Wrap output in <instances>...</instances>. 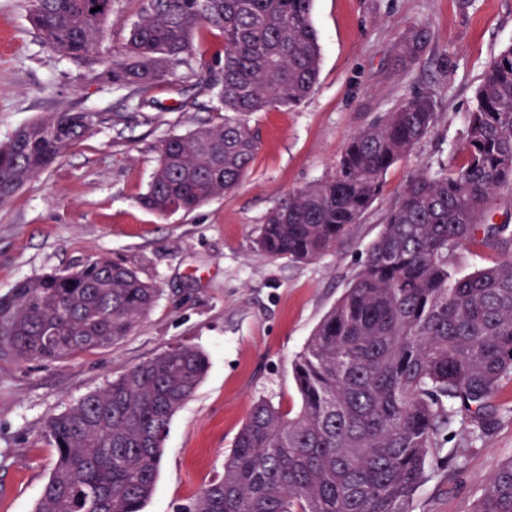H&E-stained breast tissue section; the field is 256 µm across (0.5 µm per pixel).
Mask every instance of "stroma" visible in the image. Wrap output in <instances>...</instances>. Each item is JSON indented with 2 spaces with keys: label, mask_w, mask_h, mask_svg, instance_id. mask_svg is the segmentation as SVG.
Segmentation results:
<instances>
[{
  "label": "stroma",
  "mask_w": 512,
  "mask_h": 512,
  "mask_svg": "<svg viewBox=\"0 0 512 512\" xmlns=\"http://www.w3.org/2000/svg\"><path fill=\"white\" fill-rule=\"evenodd\" d=\"M27 0H0V143L47 112L99 113L100 122L0 208V296L24 279L73 272L107 257L159 290L118 344L60 360H0V512H33L56 450L47 420L174 345L203 351L206 376L175 412L162 441L156 489L142 512H180L224 472V458L252 406L301 405L291 363L362 269L382 217L420 169L448 165L491 61L512 44V0H313L321 45L318 82L300 107L248 117L258 150L224 197L163 216L143 209L164 139L222 122L198 78L179 72L135 112L126 90L85 78L82 64L42 42ZM413 60L399 48L414 30ZM437 105L434 129L384 176L364 223L336 250L292 262L255 244L266 215L320 179L357 131L415 94ZM494 427L440 439L441 466L427 470L410 512H473L491 474L512 459V382L494 398Z\"/></svg>",
  "instance_id": "1"
}]
</instances>
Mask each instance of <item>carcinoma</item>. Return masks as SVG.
Wrapping results in <instances>:
<instances>
[{
  "label": "carcinoma",
  "mask_w": 512,
  "mask_h": 512,
  "mask_svg": "<svg viewBox=\"0 0 512 512\" xmlns=\"http://www.w3.org/2000/svg\"><path fill=\"white\" fill-rule=\"evenodd\" d=\"M313 0H140L118 53L103 49L112 0H31L30 18L62 57L104 67L142 109L185 68L224 122L167 138L143 207L192 211L242 180L258 148L243 117L294 109L313 92L321 46ZM100 10L93 11V8ZM223 45L195 52L203 27ZM424 32L403 43L422 48ZM438 120L428 94L408 97L355 133L332 169L288 196L258 228L257 249L307 261L336 249L381 196L386 172ZM99 122L95 112H49L0 146V206ZM458 162L423 169L390 205L363 269L292 362L297 413L257 402L224 461V475L181 512H410L433 449L456 420L470 433L496 422L493 399L512 376V222L493 202H512V45L487 65L456 148ZM496 254L467 275L457 249ZM158 289L97 258L71 273L35 276L0 297V355L60 359L108 348L153 308ZM208 368L177 346L127 370L51 416L57 463L34 512H142L152 495L161 442ZM475 512H512V460L492 474Z\"/></svg>",
  "instance_id": "carcinoma-1"
}]
</instances>
